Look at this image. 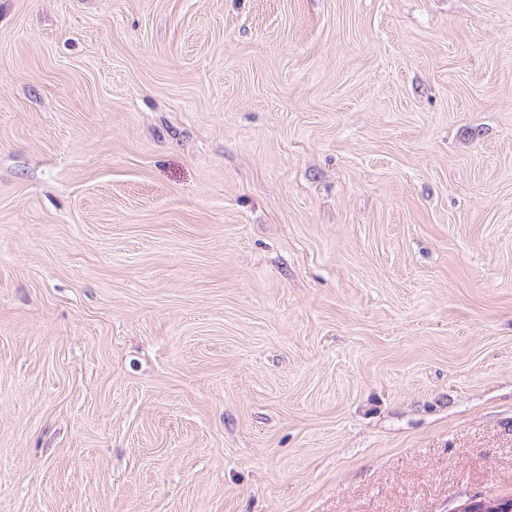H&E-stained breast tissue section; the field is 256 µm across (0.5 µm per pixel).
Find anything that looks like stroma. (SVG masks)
<instances>
[{"mask_svg": "<svg viewBox=\"0 0 512 512\" xmlns=\"http://www.w3.org/2000/svg\"><path fill=\"white\" fill-rule=\"evenodd\" d=\"M512 499V0H0V512Z\"/></svg>", "mask_w": 512, "mask_h": 512, "instance_id": "1", "label": "stroma"}]
</instances>
